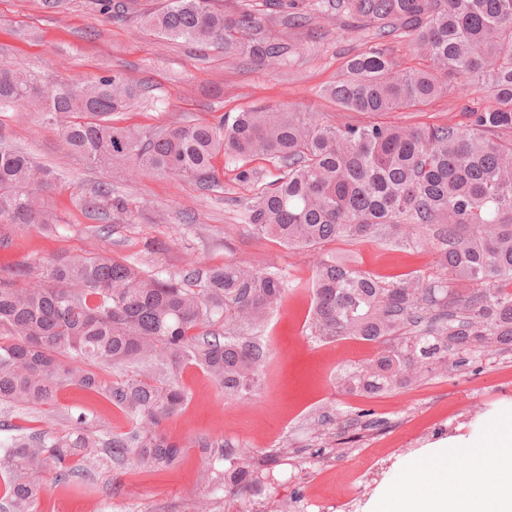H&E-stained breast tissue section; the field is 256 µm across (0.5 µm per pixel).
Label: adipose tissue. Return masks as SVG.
Wrapping results in <instances>:
<instances>
[{
    "label": "adipose tissue",
    "mask_w": 512,
    "mask_h": 512,
    "mask_svg": "<svg viewBox=\"0 0 512 512\" xmlns=\"http://www.w3.org/2000/svg\"><path fill=\"white\" fill-rule=\"evenodd\" d=\"M466 468H458L459 458ZM370 512H512V420L490 443L458 442L417 459L409 491L395 486L370 504Z\"/></svg>",
    "instance_id": "1"
}]
</instances>
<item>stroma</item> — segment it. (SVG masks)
<instances>
[{
    "label": "stroma",
    "mask_w": 512,
    "mask_h": 512,
    "mask_svg": "<svg viewBox=\"0 0 512 512\" xmlns=\"http://www.w3.org/2000/svg\"><path fill=\"white\" fill-rule=\"evenodd\" d=\"M166 3L114 0L112 12L106 13L97 0H63L55 9L46 8L43 0H0V60L23 66L48 85L58 80L83 85L123 75L142 93L114 113L112 122L144 135L187 121L212 122L228 113L288 105L340 124L366 122V115L340 109L317 94L319 87L335 81L346 57L365 41L361 30L337 37L347 16L337 11L335 0H326L322 12L302 28L289 27L287 11H263V34L278 37L287 48L285 62L278 65L154 33L142 17ZM483 104L482 94L472 89L441 96L417 110L384 113L381 120L421 127L458 124L465 122L467 111ZM0 142L26 151L58 175L53 186L37 195L38 207L54 215L55 223L0 224V278L5 280L23 270L33 283L42 265L94 252L138 262L164 278L202 274L231 262L278 270L306 283L321 253L353 259L361 270L389 280L434 269V256L425 248L336 240L316 254L253 235L243 210L253 189L239 183L220 156L214 161L216 184L207 189L177 177L91 167L70 153L56 127L15 104L0 106ZM102 185L111 187V201L88 208L87 200ZM310 305L309 292L300 289L289 292L270 315L262 333L272 350L271 369L251 398L225 397L197 367L179 370L178 381L190 400L161 423L162 431L183 446L176 464L156 468L108 461L91 478L76 476L64 484L55 481L53 471H44L46 490L36 512H202L206 504L224 512V491L215 488V475L236 463L264 465L271 451L278 455L269 478L277 498H332L351 486L364 448L393 439L414 420L440 413L458 416L456 437L486 445L498 423L512 419V347L492 351L483 371L467 362L454 364L412 388L361 400L338 391L336 371L345 363L373 358L375 347L358 340L311 342L306 331ZM472 386L507 396L509 402L501 411L468 417L465 392ZM333 404L354 420L345 437L324 446L308 423ZM361 409L373 410V425L358 418ZM79 419L108 432L131 427L103 396L66 386L49 407L0 406V440L14 429L63 434ZM220 441L230 445V452L217 449Z\"/></svg>",
    "instance_id": "stroma-1"
}]
</instances>
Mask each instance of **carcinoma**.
Returning <instances> with one entry per match:
<instances>
[{"instance_id":"1","label":"carcinoma","mask_w":512,"mask_h":512,"mask_svg":"<svg viewBox=\"0 0 512 512\" xmlns=\"http://www.w3.org/2000/svg\"><path fill=\"white\" fill-rule=\"evenodd\" d=\"M357 24L374 25L366 47L349 56L322 90L343 110L372 118L419 108L468 88L484 93L464 125L411 127L370 121L336 124L316 112L265 108L186 122L152 136L112 124V113L140 96L120 74L76 85L43 86L37 75L0 66V103L35 107L57 126L69 150L93 166L214 183L224 153L238 181L255 192L247 226L290 250L337 239L377 240L394 248L427 246L432 274L386 281L344 258L316 260L309 283L308 336L377 345L368 364L346 363L336 384L384 394L481 361L512 346V0H336ZM156 33L221 46L279 63L285 47L261 36L260 13L243 2L232 14L214 0H168L146 15ZM408 37L427 59L401 69L383 41ZM264 159L280 176L262 182L250 167ZM56 173L27 153L0 146V224H54L35 191ZM292 282L280 271L226 263L191 287L190 274L161 278L104 254L58 259L41 282L0 280V405L52 404L61 386L102 395L131 421L124 433L82 425L63 435L21 432L0 442L8 512H34L43 471L65 482L89 476L102 454L112 463L171 466L182 445L159 430L189 395L176 370L196 366L230 398L254 394L270 361L259 331ZM224 326V334L215 332ZM132 370L108 382L105 366ZM344 429L330 406L309 423L318 436Z\"/></svg>"}]
</instances>
